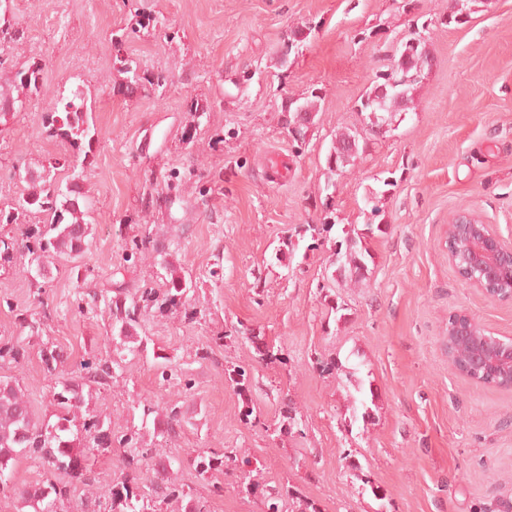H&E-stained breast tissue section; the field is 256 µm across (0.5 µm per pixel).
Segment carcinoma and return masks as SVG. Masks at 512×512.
<instances>
[{"mask_svg":"<svg viewBox=\"0 0 512 512\" xmlns=\"http://www.w3.org/2000/svg\"><path fill=\"white\" fill-rule=\"evenodd\" d=\"M6 27L7 44H0L4 51L9 45L18 43L23 37L19 22L15 17L7 18L0 12V28ZM116 70L124 75L122 88L125 94L133 95L153 87H161L165 76L161 73H148L141 70L137 63L121 55L114 58ZM416 66L408 67L401 60H393L387 70L377 74V79L386 83L393 81L396 87L389 92L383 103L376 104L380 109L382 121L389 122L397 108L409 101V93L417 80L412 78ZM43 85L42 67L34 62L27 69L17 72L11 84L0 85V119L13 113L17 107L41 93ZM43 127L50 137L61 139L69 144L73 153L89 157L95 142V129L91 128L82 93L74 91L71 96L57 100L44 114ZM360 134L345 130L336 133L335 141L328 153L337 168L343 170L354 163L359 155ZM54 165H43L36 170L30 166L24 168L19 181L26 183L18 210L21 212L44 213L50 218L47 224H32L24 233L23 249L28 256V264L44 273L61 258L75 263L72 270L77 271V259L83 252L86 240L91 232L87 221L90 201L82 192L73 175L69 182L57 181L52 170ZM343 236L335 250L334 264L344 282L358 283L364 278L366 259L370 256L363 241L375 235L373 225H365L364 232L353 229L342 230ZM168 279L163 292L143 290L132 296L118 294L109 298L108 306L112 311L118 336L129 338L139 316L148 309H175L187 297L188 284L180 269L168 260H162ZM254 349L260 363H285L287 357L283 351L270 347L261 334L251 333L246 337ZM126 342L115 346V358L102 360L98 357L84 359L77 364V370L90 382L99 383L113 377L118 359L123 357ZM25 358V350L16 343H0V361L18 363ZM229 380L242 397L241 420L247 422L254 413V405L248 397L249 378L242 367L232 369ZM54 404L60 409L55 424L38 421L32 412L28 400L20 387L10 381L0 380V475L8 465L23 456L39 459L46 469L43 483L22 489L18 496L24 505L33 512H64L63 506L75 496L77 485L92 482L89 460L95 453H108L112 444L128 449V465L138 472L149 458V449L137 445L135 436H116L104 427V422L96 415L84 419L83 430L88 444L79 443V437L72 436L71 416L86 406L83 385L76 381H65L53 388ZM277 430L283 434H295L301 425V418L292 400L282 399L277 412ZM233 459L229 454L198 455L193 466L202 473L224 469V460ZM152 492L162 500L185 502L182 512H204V505L186 500L183 487L173 481L152 483ZM150 497L140 493L138 477L134 476L121 482V489L110 492V506L107 512H146Z\"/></svg>","mask_w":512,"mask_h":512,"instance_id":"1","label":"carcinoma"}]
</instances>
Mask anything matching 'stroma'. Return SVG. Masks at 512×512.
Returning <instances> with one entry per match:
<instances>
[{
	"label": "stroma",
	"instance_id": "1",
	"mask_svg": "<svg viewBox=\"0 0 512 512\" xmlns=\"http://www.w3.org/2000/svg\"><path fill=\"white\" fill-rule=\"evenodd\" d=\"M451 0H10L24 30L5 51L0 82L30 63L43 88L0 128V210L18 206L17 167L61 161L67 143L49 137L51 104L81 90L99 132L79 185L90 198L93 235L72 272L47 276L27 261L0 266V342L24 346L20 363H0L34 413L56 422L51 391L70 365L113 344L111 291L162 287L160 261L191 278L179 308L149 310L136 327L140 349L114 376L92 385L89 407L114 434L139 433L150 469L168 472L207 512H267L269 494L294 491L321 512H512V390L483 386L448 365V316L464 310L497 336L512 337V302H495L461 280L448 262L446 233L460 209L476 212L512 242V0H478L468 21L449 23ZM155 30L112 37L135 24ZM427 23L432 67L416 84L390 132L367 140L353 166L329 171L337 131L359 130L363 96L406 41ZM306 38L287 49L291 31ZM166 83L127 98L115 52ZM250 81H242L243 72ZM316 95L304 142H294L283 107ZM206 106L195 117L192 103ZM195 127L191 143L185 128ZM332 212L319 241L302 230ZM378 224L366 279H333L341 231ZM328 285L321 293L320 285ZM342 304L343 315L332 312ZM41 323L22 332V319ZM283 349L265 365L245 330ZM221 335L223 346H211ZM67 365L48 372L44 348ZM352 368L322 373L320 362ZM250 371L253 423L226 371ZM174 371L163 379V368ZM370 378V422L353 416L355 377ZM289 395L303 434L283 437L275 410ZM155 411L144 414V403ZM178 406L168 432L164 413ZM236 451L248 465L199 473L191 458ZM116 447L90 460L94 480L79 486L68 512H104L127 475ZM4 477L0 512H31L16 491L40 483L35 459L19 458ZM252 495L238 492L242 481ZM224 487L212 492L213 484Z\"/></svg>",
	"mask_w": 512,
	"mask_h": 512
}]
</instances>
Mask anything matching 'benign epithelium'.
<instances>
[{
    "instance_id": "benign-epithelium-1",
    "label": "benign epithelium",
    "mask_w": 512,
    "mask_h": 512,
    "mask_svg": "<svg viewBox=\"0 0 512 512\" xmlns=\"http://www.w3.org/2000/svg\"><path fill=\"white\" fill-rule=\"evenodd\" d=\"M456 241L464 244L480 277L489 284L497 278L501 259L505 256L512 259V244L501 240L491 225L479 223V218L473 213H458L448 224V244ZM469 318L471 315L466 311L449 316L452 325L448 327V363L455 366L453 347L466 343L470 347L471 364L482 366L491 363L497 366L502 374L498 387L512 389V339L505 341L484 330L474 333L466 324Z\"/></svg>"
}]
</instances>
